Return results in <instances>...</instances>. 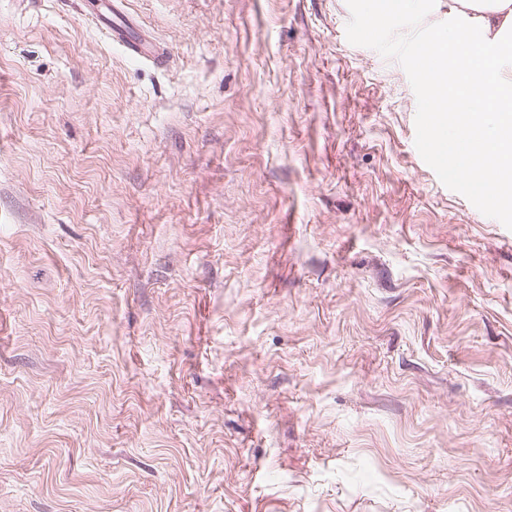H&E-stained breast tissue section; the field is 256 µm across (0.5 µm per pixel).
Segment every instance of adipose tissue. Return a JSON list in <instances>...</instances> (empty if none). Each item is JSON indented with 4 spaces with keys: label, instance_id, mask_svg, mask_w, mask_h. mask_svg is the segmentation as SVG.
<instances>
[{
    "label": "adipose tissue",
    "instance_id": "adipose-tissue-1",
    "mask_svg": "<svg viewBox=\"0 0 512 512\" xmlns=\"http://www.w3.org/2000/svg\"><path fill=\"white\" fill-rule=\"evenodd\" d=\"M428 54L434 148L495 205L512 201V0H449Z\"/></svg>",
    "mask_w": 512,
    "mask_h": 512
}]
</instances>
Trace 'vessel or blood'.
Segmentation results:
<instances>
[{
  "mask_svg": "<svg viewBox=\"0 0 512 512\" xmlns=\"http://www.w3.org/2000/svg\"><path fill=\"white\" fill-rule=\"evenodd\" d=\"M82 14L85 20L129 55L149 59L159 65L168 62V53L148 40L125 10L124 0H85Z\"/></svg>",
  "mask_w": 512,
  "mask_h": 512,
  "instance_id": "1",
  "label": "vessel or blood"
}]
</instances>
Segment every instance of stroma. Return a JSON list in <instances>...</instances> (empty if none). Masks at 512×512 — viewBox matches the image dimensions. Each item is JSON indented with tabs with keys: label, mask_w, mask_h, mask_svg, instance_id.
<instances>
[{
	"label": "stroma",
	"mask_w": 512,
	"mask_h": 512,
	"mask_svg": "<svg viewBox=\"0 0 512 512\" xmlns=\"http://www.w3.org/2000/svg\"><path fill=\"white\" fill-rule=\"evenodd\" d=\"M0 0V512H512V208L425 149V10ZM85 20L133 57L152 60L158 65L169 61L168 53L148 40L133 18L124 8L123 0H84Z\"/></svg>",
	"instance_id": "obj_1"
}]
</instances>
